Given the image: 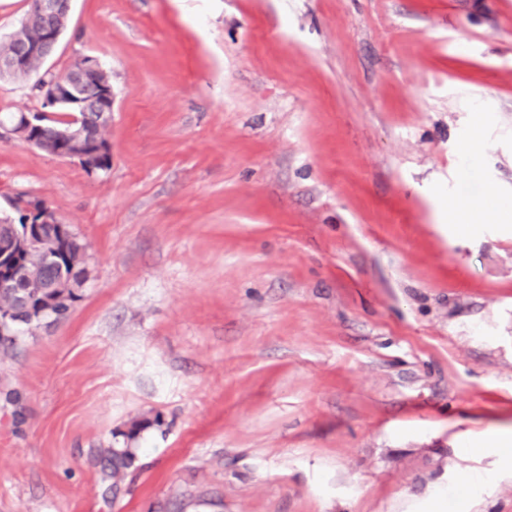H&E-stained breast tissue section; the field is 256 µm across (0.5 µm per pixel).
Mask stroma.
Instances as JSON below:
<instances>
[{
  "mask_svg": "<svg viewBox=\"0 0 512 512\" xmlns=\"http://www.w3.org/2000/svg\"><path fill=\"white\" fill-rule=\"evenodd\" d=\"M80 55L105 173L13 135L42 101L0 79V216L86 245L69 316L0 351V512H512L448 461L512 431V223L447 207L512 201V0H70L44 66Z\"/></svg>",
  "mask_w": 512,
  "mask_h": 512,
  "instance_id": "obj_1",
  "label": "stroma"
}]
</instances>
